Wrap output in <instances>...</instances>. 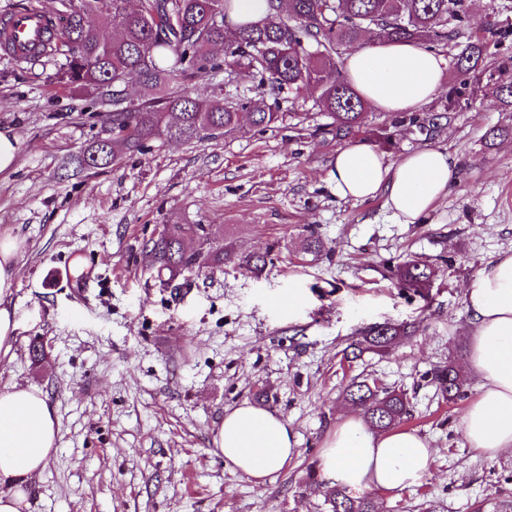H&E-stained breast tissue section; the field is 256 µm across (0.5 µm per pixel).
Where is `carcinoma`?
Wrapping results in <instances>:
<instances>
[{
  "label": "carcinoma",
  "mask_w": 512,
  "mask_h": 512,
  "mask_svg": "<svg viewBox=\"0 0 512 512\" xmlns=\"http://www.w3.org/2000/svg\"><path fill=\"white\" fill-rule=\"evenodd\" d=\"M268 12L253 24L230 14V0H60V26L47 28L49 52L36 57L58 65V77L75 92L94 91L112 110L100 113L112 137L98 139L83 153L86 166L114 164L124 155L143 151L157 136L203 142L241 128L243 119L259 132L277 127L300 112L280 111L279 95L295 98L313 88L330 122L320 131L341 138L364 124L370 106L339 75L335 57L342 48L362 45L372 31L382 41H419L434 52L456 42L467 25L470 0H288V9L267 0ZM114 31L107 38L103 28ZM488 43L469 41L451 60L455 83L448 107L469 101L467 90L485 84L512 107V84H500L495 73L512 67V57L487 61ZM239 70L256 82L258 94L229 101L220 85ZM135 78L146 91L137 106L123 105L122 86ZM186 81L210 91L204 101L179 89ZM208 237L203 224H169L146 248L158 278L173 279L189 270H213L230 260L229 250L186 252L183 242ZM394 276L408 288H424L436 277L434 266L412 260ZM411 323H383L364 328L348 348L353 357L365 351L384 352L414 335ZM434 381L452 403L466 391V379L454 362L441 367ZM346 398L359 407L378 430L399 427L410 416L405 394L383 390L375 382L354 381ZM331 512H379L369 496H355L344 487L326 491Z\"/></svg>",
  "instance_id": "carcinoma-1"
}]
</instances>
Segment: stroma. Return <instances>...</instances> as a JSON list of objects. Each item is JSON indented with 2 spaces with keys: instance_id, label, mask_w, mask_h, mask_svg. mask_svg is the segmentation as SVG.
I'll use <instances>...</instances> for the list:
<instances>
[{
  "instance_id": "stroma-1",
  "label": "stroma",
  "mask_w": 512,
  "mask_h": 512,
  "mask_svg": "<svg viewBox=\"0 0 512 512\" xmlns=\"http://www.w3.org/2000/svg\"><path fill=\"white\" fill-rule=\"evenodd\" d=\"M510 18L512 0H473L460 40ZM56 71L0 56V129L20 141L14 168L0 173V233L22 240L19 330L0 356V387L37 388L58 422L28 512H328L321 449L353 410L345 389L363 378L406 393L405 429L436 450L415 485L371 489L380 512H473L480 502L492 512L512 500V454H476L460 428L480 379L468 375L454 404L433 380L448 362L466 365L465 289L512 246V136L486 138L512 129V107L478 90L446 119L437 94L418 111L421 128L368 112L355 137L390 160L427 146L459 159L436 211L398 224L382 198L336 197L331 162L346 141L317 132L315 93L281 95V111L307 113L297 125L153 139L80 171L87 146L111 131L96 95H72ZM166 224L209 225L211 247L236 257L161 283L145 246ZM312 233L323 251L308 250ZM259 253L262 268L237 261ZM411 259L437 268L430 288L394 279ZM293 296L300 303L287 308ZM385 322L417 331L389 352L344 360L358 330ZM245 402L281 415L297 440L262 485L214 452L225 410Z\"/></svg>"
}]
</instances>
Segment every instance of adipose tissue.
Returning <instances> with one entry per match:
<instances>
[{
    "label": "adipose tissue",
    "mask_w": 512,
    "mask_h": 512,
    "mask_svg": "<svg viewBox=\"0 0 512 512\" xmlns=\"http://www.w3.org/2000/svg\"><path fill=\"white\" fill-rule=\"evenodd\" d=\"M341 72L373 109L390 114L417 110L446 78L443 58L415 42L375 40L348 50ZM457 172L456 156L445 149L424 147L392 161L370 143L356 141L337 151L330 182L337 197H382L397 223L414 224L447 196ZM19 253L18 237L0 234V354L11 351L18 331L11 297ZM465 296L468 367L482 385L460 426L475 451L501 453L512 450V247L485 264ZM57 433L55 412L40 391L16 384L0 390V512L27 508L25 488L45 469ZM213 444L225 467L258 484L296 453L287 421L246 402L225 412ZM434 455L416 432H378L360 415L348 413L326 439L321 465L325 475L348 490L392 491L416 483Z\"/></svg>",
    "instance_id": "1"
}]
</instances>
